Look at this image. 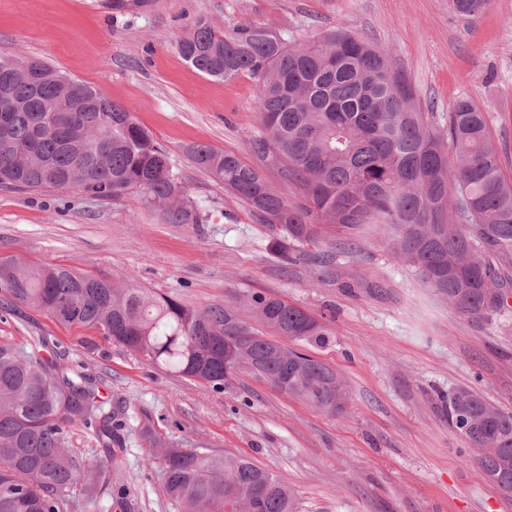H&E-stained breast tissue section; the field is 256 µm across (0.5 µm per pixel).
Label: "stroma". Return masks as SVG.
I'll return each instance as SVG.
<instances>
[{
	"mask_svg": "<svg viewBox=\"0 0 512 512\" xmlns=\"http://www.w3.org/2000/svg\"><path fill=\"white\" fill-rule=\"evenodd\" d=\"M199 17L225 34L257 25L301 44L351 30L390 54L423 111L444 118L471 99L512 177V0H489L473 17L448 0H155L146 10L0 0V52L45 58L128 109L168 149L178 183L207 216L167 223L137 191L0 187V258L63 264L192 309L239 310L250 292L287 300L330 328L326 345L304 351L336 371L349 400L333 414L247 375L217 392L97 330L1 297L0 344L88 374L106 406L127 407L133 431L119 478L135 490L133 512H180L161 479V451L172 445L257 461L300 512H512V493L485 477L442 401L472 387L512 412V308L484 323L461 316L395 256L378 224L329 229L326 242L344 246L329 267L269 254L265 228L185 154L206 144L252 165L261 132L253 79L216 81L178 54Z\"/></svg>",
	"mask_w": 512,
	"mask_h": 512,
	"instance_id": "1",
	"label": "stroma"
}]
</instances>
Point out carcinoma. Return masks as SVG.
Masks as SVG:
<instances>
[{"label": "carcinoma", "instance_id": "cac0c4a2", "mask_svg": "<svg viewBox=\"0 0 512 512\" xmlns=\"http://www.w3.org/2000/svg\"><path fill=\"white\" fill-rule=\"evenodd\" d=\"M460 15L488 0H449ZM205 76L249 75L257 85L262 136L252 141L260 165L196 144L186 153L224 185L270 231L269 251L288 261L313 256L321 229L384 226L397 257L469 320L489 321L512 296V180L502 173L486 115L458 101L442 125L422 112L406 76L380 48L346 31L294 45L282 35L244 25L215 31L203 18L176 45ZM17 57L0 53V79L10 73L11 102L0 100L9 143L0 144V186L21 192L80 186L97 195L144 193L170 224H202L176 181L169 151L130 112L41 59L33 88ZM275 168L296 183L303 202L290 203L269 184ZM82 280L92 288H78ZM0 295L43 309L59 324L79 325L170 373L220 391L245 374L257 381L288 375V395L330 412L348 401L339 375L313 357L264 335L322 346L329 329L303 309L262 293L243 296L254 322L214 304L203 310L133 284L114 285L70 267L25 266L0 259ZM239 346L224 368V350ZM449 425L477 452L485 476L512 466V413L474 389L448 395ZM472 418L470 427L457 423ZM96 425L101 450L67 448L69 428ZM112 429L91 378L47 366L0 344V512H65L66 493L85 502L112 489ZM163 484L182 512H226L234 499L249 512H296L288 485L244 456L203 448H166ZM264 488L262 496L253 489Z\"/></svg>", "mask_w": 512, "mask_h": 512}]
</instances>
